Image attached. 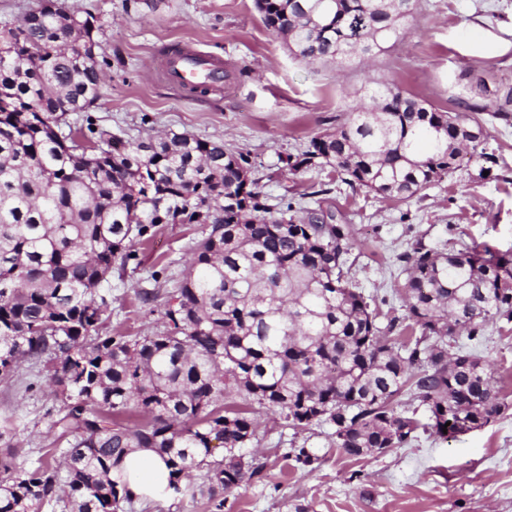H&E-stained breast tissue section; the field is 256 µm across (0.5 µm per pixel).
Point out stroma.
Instances as JSON below:
<instances>
[{
    "instance_id": "stroma-1",
    "label": "stroma",
    "mask_w": 512,
    "mask_h": 512,
    "mask_svg": "<svg viewBox=\"0 0 512 512\" xmlns=\"http://www.w3.org/2000/svg\"><path fill=\"white\" fill-rule=\"evenodd\" d=\"M95 18L96 60L104 75L100 97L67 124H93L128 141L157 133L220 139L242 153L268 204L296 207L305 193L324 190V209L350 225L353 280L378 300L380 313L403 314L394 294L405 279L397 254L415 240L438 248L479 241L512 252V126H488L498 163L479 178L459 171L403 201L375 193L350 194L327 167L294 172L288 157L336 128L354 94L372 78L454 112L465 86L482 78L512 84V0H417L406 33L370 65L310 64L295 58L267 28L255 0H66ZM180 43L220 55L224 89L195 95L147 72ZM204 224H162L137 246L124 275H112V316L104 336H143L162 323V298L178 288ZM161 298L142 306L140 289ZM472 347L500 378L506 405L494 422L453 439L427 432L400 448L358 458L342 455L335 428L321 423L295 430L259 414L261 476L225 493L219 512H512V323L486 329ZM60 401L44 373L26 366L0 381V419L22 417L20 460L32 464L56 438L50 411ZM314 455L306 466L299 452Z\"/></svg>"
}]
</instances>
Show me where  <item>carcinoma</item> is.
<instances>
[{"mask_svg": "<svg viewBox=\"0 0 512 512\" xmlns=\"http://www.w3.org/2000/svg\"><path fill=\"white\" fill-rule=\"evenodd\" d=\"M295 57L374 60L414 19L415 0H256ZM93 26L50 3L9 30L0 55V379L44 363L62 405L52 421L67 447L25 469L17 416L0 423V512H124L133 494L124 457L149 448L170 469L169 495L205 498L260 475L246 448L255 408L294 429L336 427V448L359 457L402 446L420 428L448 439L502 412L491 367L451 346L512 323V252L464 243L436 251L418 240L397 255L404 315L382 325L373 297L353 286V231L321 224L313 206L274 210L249 161L222 140L174 134L124 141L68 128L104 76ZM463 112H442L394 83L375 82L367 105L312 138L291 170L328 166L353 192L408 200L473 164L489 171L482 112L512 124V85L472 87ZM478 135H472V131ZM207 224L187 273L165 302L162 329L101 336L103 284L159 224ZM404 396L428 422L396 410ZM131 410L145 414L125 423ZM220 445L212 446L213 441Z\"/></svg>", "mask_w": 512, "mask_h": 512, "instance_id": "1", "label": "carcinoma"}]
</instances>
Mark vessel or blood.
Returning a JSON list of instances; mask_svg holds the SVG:
<instances>
[{
	"mask_svg": "<svg viewBox=\"0 0 512 512\" xmlns=\"http://www.w3.org/2000/svg\"><path fill=\"white\" fill-rule=\"evenodd\" d=\"M161 71L169 82L187 88L215 90L224 84V63L220 56L185 47L168 53L161 63Z\"/></svg>",
	"mask_w": 512,
	"mask_h": 512,
	"instance_id": "1",
	"label": "vessel or blood"
}]
</instances>
